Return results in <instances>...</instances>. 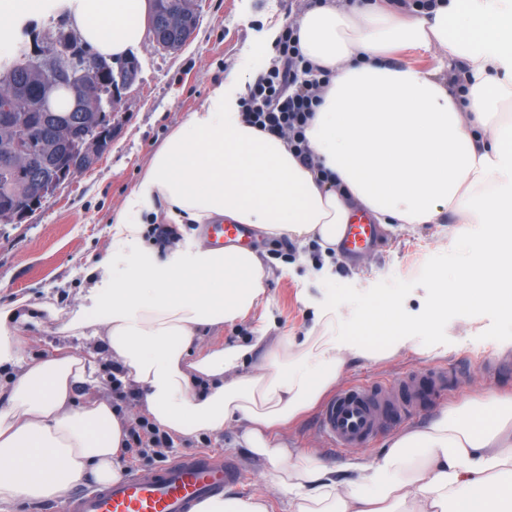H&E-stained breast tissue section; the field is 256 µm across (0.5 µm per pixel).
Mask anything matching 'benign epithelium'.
Masks as SVG:
<instances>
[{
  "label": "benign epithelium",
  "instance_id": "7a95c632",
  "mask_svg": "<svg viewBox=\"0 0 512 512\" xmlns=\"http://www.w3.org/2000/svg\"><path fill=\"white\" fill-rule=\"evenodd\" d=\"M163 25L153 28L157 46L167 51L179 50L193 35L198 26V16L181 11H165ZM75 38L70 30L58 32L52 47L34 52L22 59L20 68L29 72L39 84V96L29 99L19 107L21 112H45L53 123L63 118L48 113L47 101L66 79L72 95V110L80 108L87 98H101L105 110L96 121L76 138L66 143L65 165H51L50 152L44 136L18 121L11 110L0 111V125L13 130L11 141L0 149V165L13 178L26 179L27 198L10 206L0 207V223L15 224L40 209L53 198L60 186L76 175L93 167L111 146L114 127L110 105L116 93L131 86L139 71L138 59L130 54L112 66V61L74 48Z\"/></svg>",
  "mask_w": 512,
  "mask_h": 512
}]
</instances>
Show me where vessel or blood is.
Wrapping results in <instances>:
<instances>
[{"label": "vessel or blood", "instance_id": "vessel-or-blood-1", "mask_svg": "<svg viewBox=\"0 0 512 512\" xmlns=\"http://www.w3.org/2000/svg\"><path fill=\"white\" fill-rule=\"evenodd\" d=\"M206 231L214 247L243 244L252 232L242 224H210ZM377 244L375 227L364 217L347 224L341 242L352 257ZM448 374L419 368L394 385H352L341 389L322 408L317 427L334 448L365 446L384 425L392 423L400 407L424 406L444 389ZM241 476L238 463L212 454H193L162 468L74 494L69 512H193L206 499L223 494Z\"/></svg>", "mask_w": 512, "mask_h": 512}]
</instances>
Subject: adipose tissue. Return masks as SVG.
Returning <instances> with one entry per match:
<instances>
[{
	"label": "adipose tissue",
	"instance_id": "adipose-tissue-1",
	"mask_svg": "<svg viewBox=\"0 0 512 512\" xmlns=\"http://www.w3.org/2000/svg\"><path fill=\"white\" fill-rule=\"evenodd\" d=\"M71 26L95 52L119 57L138 45L150 0H65ZM299 47L330 82L305 130L313 167L285 139L243 123L231 84L167 138L126 196L112 227V281L91 290L89 311L62 329L105 341L137 388L141 412L191 438L243 422L244 442L288 495V512H512V407L441 411L393 437L380 456L359 457L351 479L314 465L276 433L314 407L355 359L418 350L423 331L394 306L370 302L361 324L318 314L320 333L194 355L211 328L245 318L264 291L257 254L199 244L158 258L143 245L140 217L165 201L175 223L258 224L272 236L338 248L354 213L375 223L434 224L443 213L480 225L451 262L462 288L448 304L502 312L512 325V0H440L408 14L389 0H317L297 22ZM440 47L467 68L454 93L442 68L391 67L402 48ZM332 179H324V172ZM58 317L22 296L0 306V365L13 362L16 332ZM262 353L261 367L245 360ZM92 356L59 352L18 365L0 404V512L50 499L93 478L122 479L126 421L110 402L76 401Z\"/></svg>",
	"mask_w": 512,
	"mask_h": 512
}]
</instances>
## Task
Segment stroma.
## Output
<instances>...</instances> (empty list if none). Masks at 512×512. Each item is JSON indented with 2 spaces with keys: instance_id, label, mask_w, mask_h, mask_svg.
I'll use <instances>...</instances> for the list:
<instances>
[{
  "instance_id": "stroma-1",
  "label": "stroma",
  "mask_w": 512,
  "mask_h": 512,
  "mask_svg": "<svg viewBox=\"0 0 512 512\" xmlns=\"http://www.w3.org/2000/svg\"><path fill=\"white\" fill-rule=\"evenodd\" d=\"M199 25L194 36L176 52L160 49L144 35L133 53L139 61L137 79L116 97L112 121L117 127L111 147L90 170L64 184L42 208L18 224H0V304L22 295L49 302L62 312L61 319H44L40 327H21L15 355L27 362L63 348L83 355L94 352L96 384L79 390V398L111 401L127 423L142 414L137 394L123 401L112 392V355L101 340H89L63 331V319L91 304L89 287L111 281V270L98 268V260L112 251V223L125 197L139 181L154 152L191 112L206 104L212 90L232 76L250 87L264 73L249 49L257 43L274 47L273 26L296 22L307 0H198ZM60 0H38L33 12L7 24L11 47L26 45L35 51L49 48L59 29L67 27ZM474 224L455 223L443 215L436 224H395L381 229L378 248L354 262L342 252L323 258L317 241L307 244L261 234L252 248L267 272L265 292L242 320L203 334L200 345L242 344L266 330L269 336L303 339L315 325V313L325 302L337 314H361L366 303H397L398 312L412 325L427 324L429 334L420 352L408 350L375 361L346 365L339 386L392 384L414 366L440 364L448 369L449 389L423 410L405 409L368 447L340 452L324 447L317 435V409H310L283 429L279 438L300 450L317 465L346 475V465L356 457L378 455L398 432L427 422L443 409L461 410L473 403L485 406L512 402V374L484 367L492 355L512 356V331L505 321L490 315L476 319L471 312L449 307L434 322H426L440 283L431 275L452 256L461 240L476 237ZM448 348L437 357L434 345ZM221 454L236 459L242 480L233 494L264 497L270 512H287L288 495L269 477L242 440L238 424L225 425L218 434L174 439L162 454L126 456L125 474L146 473L181 457Z\"/></svg>"
}]
</instances>
